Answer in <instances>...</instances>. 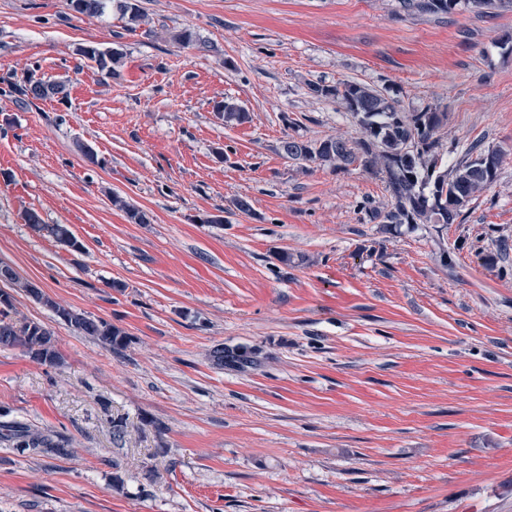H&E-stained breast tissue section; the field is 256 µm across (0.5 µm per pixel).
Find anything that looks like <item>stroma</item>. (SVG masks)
I'll list each match as a JSON object with an SVG mask.
<instances>
[{
    "label": "stroma",
    "mask_w": 512,
    "mask_h": 512,
    "mask_svg": "<svg viewBox=\"0 0 512 512\" xmlns=\"http://www.w3.org/2000/svg\"><path fill=\"white\" fill-rule=\"evenodd\" d=\"M139 4L131 33L69 0H0V79L68 90L28 109L0 93V263L128 337L112 351L6 285L62 363L0 349V424L58 432L71 454L0 439V512H512V5ZM184 28L209 50L169 41ZM89 44L121 47L115 76ZM341 80L446 112L441 164L472 141L502 150L494 186L446 227L371 223L359 205L389 207L381 175L280 149L360 137L306 92ZM221 100L248 122L225 125ZM219 343L260 366L218 368ZM402 10L412 13L429 14H451L458 7L468 6L475 8H485L491 6L492 0H399ZM25 221L27 224H30L34 230L46 233L68 250L77 252L82 250V244L66 224H45L41 217L34 211H29L25 214Z\"/></svg>",
    "instance_id": "stroma-1"
}]
</instances>
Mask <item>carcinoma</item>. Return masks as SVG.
I'll list each match as a JSON object with an SVG mask.
<instances>
[{
  "label": "carcinoma",
  "instance_id": "obj_1",
  "mask_svg": "<svg viewBox=\"0 0 512 512\" xmlns=\"http://www.w3.org/2000/svg\"><path fill=\"white\" fill-rule=\"evenodd\" d=\"M402 10L412 13L451 14L462 6L485 8L492 0H399ZM72 9L90 18H100L110 11L119 14L124 28L136 31L146 21L138 0H70ZM170 39L183 49L206 51L209 46L197 39L189 29L170 34ZM123 52L119 47L101 49L95 45L82 57L94 62L99 72L112 74ZM10 96L23 106L38 100L68 97L61 82L43 84L29 75L17 82H8ZM308 93L317 98L333 99L357 120L362 136L350 142L330 137L309 142L293 136L281 141V152L293 160L318 162L335 170L358 163L365 170L383 175L391 207L385 211L366 201L360 205L369 220L378 224H440L456 223L469 203L496 182L502 160L499 149H484L471 143L464 149V158L452 170L438 166L436 134L446 119V113L426 108L409 112L398 96H390L368 85L342 80L334 85L310 83ZM224 122L242 124L248 113L235 103L221 101L215 105ZM114 206L123 210L134 224H147V214L118 195L112 196ZM26 223L38 232L52 237L71 250H82V244L65 224H46L34 211L25 214ZM9 272L8 283L17 284L37 302L50 308L56 316L84 336H93L110 348L126 346V335L118 327L92 316L78 313L56 303L30 280H20L10 266L0 263ZM12 296L0 290V347H22L33 358L50 367L60 362L53 333L36 322H17L13 316ZM5 438L20 455L50 454L66 456L68 441L50 430L35 428L19 421L4 425Z\"/></svg>",
  "mask_w": 512,
  "mask_h": 512
}]
</instances>
